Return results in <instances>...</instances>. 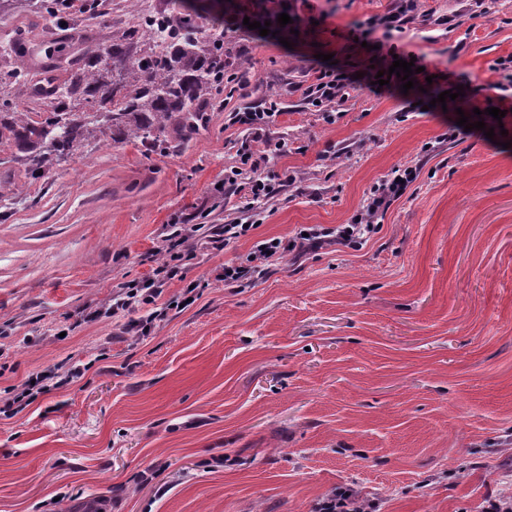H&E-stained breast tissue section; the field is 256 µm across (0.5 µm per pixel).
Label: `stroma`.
<instances>
[{"label": "stroma", "mask_w": 512, "mask_h": 512, "mask_svg": "<svg viewBox=\"0 0 512 512\" xmlns=\"http://www.w3.org/2000/svg\"><path fill=\"white\" fill-rule=\"evenodd\" d=\"M259 2L214 0L248 86L225 90L205 129L171 131L164 151L99 133L38 178L32 157L0 151L13 185L0 198V391L38 368L88 367L0 415V512H314L342 485L375 494L378 512H484L512 495V93L493 88L496 63L512 59V0L487 16L473 0H417L418 14L448 22L410 24L401 43L431 74L469 78L467 102L425 112L399 86L372 87L348 48L354 22L401 0L299 4L281 40L236 27L237 7ZM132 20L121 6L77 13L93 36L74 44L55 16L11 0L0 34L28 29L64 80L99 53L98 34ZM333 67L353 82L335 107L312 105L304 87ZM270 99L280 114L268 137L234 123ZM490 107L504 117L486 128L503 124L507 145L477 129L449 138L459 116ZM410 166L416 180L359 249L291 251L227 285L224 264L250 248L232 243L184 266L170 292L197 281L202 295L148 339L120 335L126 312L56 335L152 277L175 221L206 235L253 222V239H290L351 223ZM230 172L234 187L217 191ZM257 174L272 192L251 209Z\"/></svg>", "instance_id": "35a3bbf8"}]
</instances>
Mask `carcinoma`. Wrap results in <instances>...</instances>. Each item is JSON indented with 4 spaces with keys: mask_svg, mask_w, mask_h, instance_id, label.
I'll list each match as a JSON object with an SVG mask.
<instances>
[{
    "mask_svg": "<svg viewBox=\"0 0 512 512\" xmlns=\"http://www.w3.org/2000/svg\"><path fill=\"white\" fill-rule=\"evenodd\" d=\"M162 16L158 29L144 15L122 36L105 40L100 53L54 86L43 110L17 111L3 88L21 72L0 70V147L42 162L71 154L99 129L154 148L173 124L185 132L204 125L206 106L233 71L231 48L224 31L196 26V15L182 4Z\"/></svg>",
    "mask_w": 512,
    "mask_h": 512,
    "instance_id": "carcinoma-1",
    "label": "carcinoma"
}]
</instances>
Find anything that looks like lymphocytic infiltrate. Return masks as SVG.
I'll use <instances>...</instances> for the list:
<instances>
[{"label":"lymphocytic infiltrate","mask_w":512,"mask_h":512,"mask_svg":"<svg viewBox=\"0 0 512 512\" xmlns=\"http://www.w3.org/2000/svg\"><path fill=\"white\" fill-rule=\"evenodd\" d=\"M413 0H406L405 4L375 20L352 27L350 37L359 39L373 45L372 56L375 70L388 72L394 59L414 61L416 66H427L425 55H412L411 52L400 50L395 45L397 34L403 33L405 27L414 20ZM387 41V50L376 49L377 40ZM417 178L413 169L404 170L398 179L388 180L375 188L366 207L355 216L352 223L337 225L334 229L307 228L305 233L296 234L293 240L280 237H271L254 241L246 262L242 265H225L223 278L225 282L233 283L246 275H261L270 261L286 253L291 244H298L299 248L318 250L333 244L358 247L365 242L368 234L376 228L379 214L385 212L391 201L401 197L407 187ZM198 225L192 224L176 229L170 236V245L166 258L158 265L155 278L129 286L122 295L113 298L112 304L107 308H97L82 312L78 321L90 324L104 317H111L121 310L143 309L144 314L138 319L124 323L122 330L126 334L143 340L151 336L155 322L166 314L168 310H185L189 307L190 299L196 298L194 288L184 287L182 292L172 296H165L166 286L179 278L184 263L195 260L201 252L207 249H224L229 243L240 241L248 237L251 230L244 224H228L212 235L199 236ZM85 374L84 368L75 366L66 372L33 370L27 373L20 385L7 389L4 401L0 402V414L12 418L29 407L40 395L47 393L50 388H61L74 384Z\"/></svg>","instance_id":"obj_1"}]
</instances>
